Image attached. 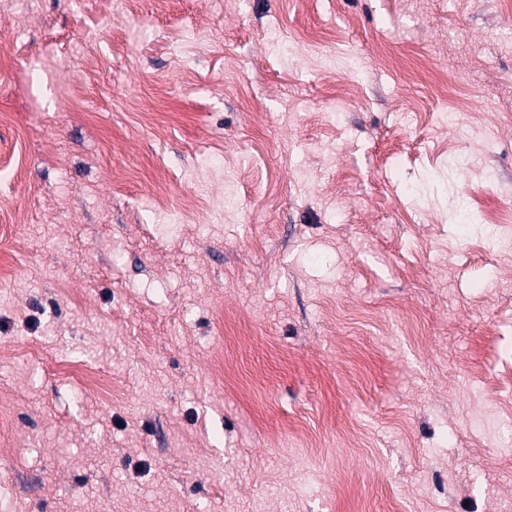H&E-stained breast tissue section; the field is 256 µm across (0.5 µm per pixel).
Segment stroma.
Listing matches in <instances>:
<instances>
[{
  "mask_svg": "<svg viewBox=\"0 0 512 512\" xmlns=\"http://www.w3.org/2000/svg\"><path fill=\"white\" fill-rule=\"evenodd\" d=\"M0 27V512H512V0Z\"/></svg>",
  "mask_w": 512,
  "mask_h": 512,
  "instance_id": "obj_1",
  "label": "stroma"
}]
</instances>
